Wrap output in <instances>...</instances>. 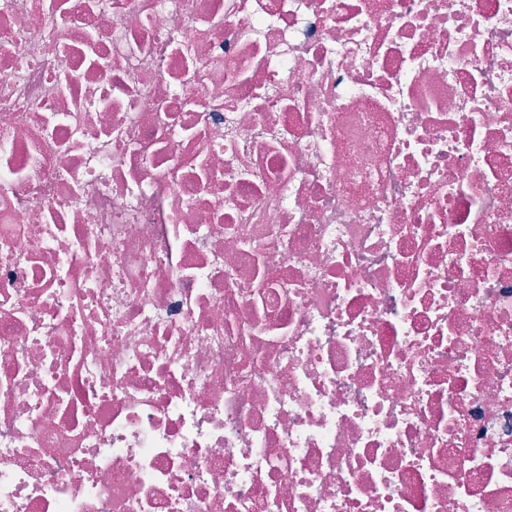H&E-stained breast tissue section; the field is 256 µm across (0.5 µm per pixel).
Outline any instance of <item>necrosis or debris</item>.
<instances>
[{
    "instance_id": "obj_1",
    "label": "necrosis or debris",
    "mask_w": 512,
    "mask_h": 512,
    "mask_svg": "<svg viewBox=\"0 0 512 512\" xmlns=\"http://www.w3.org/2000/svg\"><path fill=\"white\" fill-rule=\"evenodd\" d=\"M0 512H512V0H0Z\"/></svg>"
}]
</instances>
